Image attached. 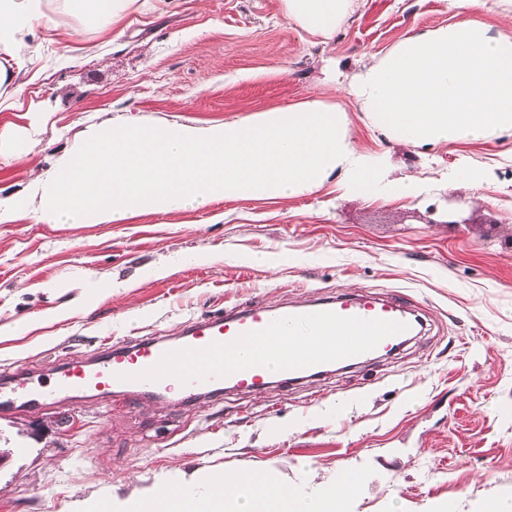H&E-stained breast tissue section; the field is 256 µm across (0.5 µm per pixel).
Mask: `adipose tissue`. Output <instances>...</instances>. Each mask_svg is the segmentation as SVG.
Segmentation results:
<instances>
[{
    "label": "adipose tissue",
    "mask_w": 512,
    "mask_h": 512,
    "mask_svg": "<svg viewBox=\"0 0 512 512\" xmlns=\"http://www.w3.org/2000/svg\"><path fill=\"white\" fill-rule=\"evenodd\" d=\"M133 0H67L80 18L107 29ZM356 0H281L288 19L330 38ZM461 17L408 35L349 75H332L370 126L395 149L429 155L443 145L512 136V37L467 18L477 0H453ZM45 0H0V85L34 52L38 27H50ZM75 149L38 174L32 193L0 200V223L35 215L47 224H112L156 212L205 207L223 199L291 198L336 182L363 198L415 199L424 180L390 175V158L354 144L347 110L309 98L227 122H128L107 117L76 132ZM208 493L168 482L160 512H343L361 480L344 474L312 496L284 488L261 468L225 477Z\"/></svg>",
    "instance_id": "1"
}]
</instances>
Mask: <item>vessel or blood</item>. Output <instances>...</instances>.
Segmentation results:
<instances>
[{
    "mask_svg": "<svg viewBox=\"0 0 512 512\" xmlns=\"http://www.w3.org/2000/svg\"><path fill=\"white\" fill-rule=\"evenodd\" d=\"M415 334L399 296L365 294L272 307L255 301L184 322L174 339L145 336L105 343L59 363L46 381L15 382L0 371V413L56 405L69 394L131 400L187 398L224 390L261 394L274 380L295 382L336 365L389 354Z\"/></svg>",
    "mask_w": 512,
    "mask_h": 512,
    "instance_id": "b4317fda",
    "label": "vessel or blood"
}]
</instances>
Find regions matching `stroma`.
I'll list each match as a JSON object with an SVG mask.
<instances>
[{
	"mask_svg": "<svg viewBox=\"0 0 512 512\" xmlns=\"http://www.w3.org/2000/svg\"><path fill=\"white\" fill-rule=\"evenodd\" d=\"M111 29L47 0L56 26L0 110V198L26 192L105 113L204 125L333 94L401 38L457 20L451 0H357L330 39L280 0H151ZM25 159H18V152ZM486 165L490 202L441 178ZM400 172L423 198L218 200L118 224H0V369L52 365L103 343L177 335L251 301L402 292L427 322L399 354L304 384L189 404L120 396L0 414V512H94L215 467L258 466L317 492L363 478L345 512H480L512 498V137L445 145ZM459 221L443 223L445 213Z\"/></svg>",
	"mask_w": 512,
	"mask_h": 512,
	"instance_id": "35a3bbf8",
	"label": "stroma"
}]
</instances>
